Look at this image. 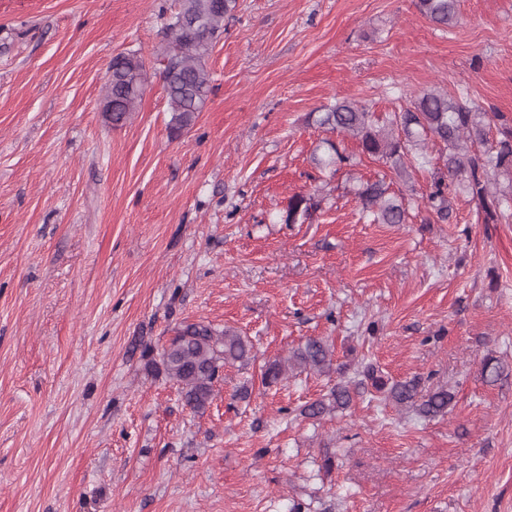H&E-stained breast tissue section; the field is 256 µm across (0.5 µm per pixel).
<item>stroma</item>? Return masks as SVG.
<instances>
[{"label":"stroma","instance_id":"1","mask_svg":"<svg viewBox=\"0 0 512 512\" xmlns=\"http://www.w3.org/2000/svg\"><path fill=\"white\" fill-rule=\"evenodd\" d=\"M177 6L0 0V512H512V370L481 374L512 367V216L483 223L456 190L451 222H427L431 145L404 178L338 134L351 162L311 161L339 100L383 125L437 90L512 118V0H457L447 27L415 0H237L173 138ZM131 51L144 90L115 127L108 67ZM380 175L406 223L364 218L355 191ZM296 193L316 206L283 223ZM183 322L253 346L202 413L141 356ZM311 337L347 377L448 389L447 416L359 397L304 417L340 376L261 369Z\"/></svg>","mask_w":512,"mask_h":512}]
</instances>
